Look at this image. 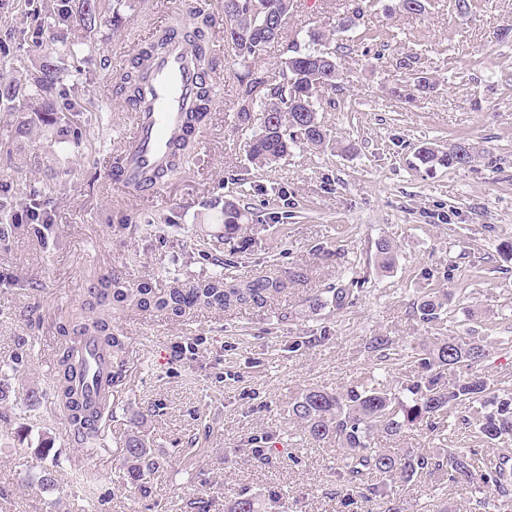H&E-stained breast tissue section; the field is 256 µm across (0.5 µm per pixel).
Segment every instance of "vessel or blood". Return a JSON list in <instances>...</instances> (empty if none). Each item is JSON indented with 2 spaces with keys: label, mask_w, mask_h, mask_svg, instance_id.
Masks as SVG:
<instances>
[{
  "label": "vessel or blood",
  "mask_w": 512,
  "mask_h": 512,
  "mask_svg": "<svg viewBox=\"0 0 512 512\" xmlns=\"http://www.w3.org/2000/svg\"><path fill=\"white\" fill-rule=\"evenodd\" d=\"M125 56H144L142 91L129 106L134 114L133 131L125 137L105 178L111 185L145 193L155 192L164 182L176 143L187 135L186 116L196 94L209 75L195 63L196 50L182 36L171 35L150 55L139 46L127 47ZM77 371L79 399L92 430H102L103 409L111 405L117 388L112 381V353L93 335H84L66 344Z\"/></svg>",
  "instance_id": "obj_1"
}]
</instances>
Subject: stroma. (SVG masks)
Instances as JSON below:
<instances>
[{"mask_svg": "<svg viewBox=\"0 0 512 512\" xmlns=\"http://www.w3.org/2000/svg\"><path fill=\"white\" fill-rule=\"evenodd\" d=\"M121 7L119 25L105 23L80 84L58 95L94 108L101 96L100 60L118 66L134 40L151 41L172 23L181 0ZM396 0H295L282 37L256 67L277 75L288 42L312 29L338 34L340 88L321 99L319 117L335 151L294 149L275 169L253 168L243 145L262 113L238 126V81L249 65L211 33V57L223 103L196 145L189 172L141 197L106 192L104 171L132 130L122 97L86 122L87 140L64 149L41 142L25 153L19 178L50 182L47 231L15 225L0 249V512H229L239 492L261 512H384L381 502L336 494L334 443L298 445L288 403L303 389H345L361 381H404L422 372L423 346L467 334L491 345L512 340V0H427L419 15L395 11ZM413 58V69L402 62ZM425 73L431 88L406 103L393 88ZM465 138L477 150L470 168H426L420 146L447 150ZM237 203L241 230L224 236V204ZM293 213L275 223L276 213ZM396 263L379 269L378 241ZM307 277L288 282L260 309H187L183 317L135 309L115 320L128 346L127 372L94 454L71 441L53 398L62 353V316L84 299L89 270L112 269L125 280L160 288L223 273L225 279ZM353 291L344 311L313 308L331 288ZM446 300L440 326L427 330L412 306L428 293ZM389 336L404 347L385 365L366 343ZM198 343L180 359V343ZM146 434L159 463L146 496L127 498L123 446ZM269 436L281 451L261 460L250 441ZM53 455H45V446ZM52 473L53 488L40 484ZM403 512H479V492L446 481L390 480Z\"/></svg>", "mask_w": 512, "mask_h": 512, "instance_id": "1", "label": "stroma"}]
</instances>
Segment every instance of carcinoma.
I'll return each instance as SVG.
<instances>
[{"instance_id":"obj_1","label":"carcinoma","mask_w":512,"mask_h":512,"mask_svg":"<svg viewBox=\"0 0 512 512\" xmlns=\"http://www.w3.org/2000/svg\"><path fill=\"white\" fill-rule=\"evenodd\" d=\"M132 0H24L25 14L44 28H57L64 37L52 52L39 51L31 61L32 72L9 78L0 77V158L12 162L21 154L22 137L38 126L55 143H80L81 125L74 121L80 111L67 107L54 96V90L65 79L61 61L81 50L93 48L94 30L105 18V12ZM294 0H231L223 5L224 44L243 60L262 55L267 39H247L254 29L268 22L288 23ZM330 41L324 31L312 30L304 44L293 42L288 56L281 62L279 79H271L261 70L248 71L240 79L236 93L235 118L238 125L251 123L254 107L262 108V123L244 145L248 161L257 168H270L284 159L298 144L326 148L333 144L328 129L318 118L317 103L327 91H336L338 63L322 59L321 49ZM126 99L141 91L136 64L116 76ZM214 86L201 87L198 104L187 117L194 128L208 115V104ZM194 148L193 140L183 139L173 153L168 177L183 170V164ZM424 164L448 169L472 166L476 154L465 138L440 152L431 147L418 151ZM12 196L0 200V236L13 227L15 204L37 210L50 199L53 186L35 189L16 181L10 185ZM242 211L235 204L224 205V234H234L242 224ZM282 279L258 276L251 280L227 283L221 275L201 282L161 290L150 281L130 283L108 269H98L89 280L87 297L72 318L61 323L59 332L66 338L94 333L112 346V358L119 374L126 372L127 344L115 327L114 319L125 308L160 313L177 318L196 305L226 309L233 306L262 308L274 295L284 290ZM444 312L437 297L429 295L417 302L414 313L427 329L440 323ZM367 349L381 359L396 355V342L389 336H373ZM489 357L488 345L470 336H450L424 351L420 358L427 373L406 382L392 384L377 381L360 384L343 391L319 387L303 390L288 405V414L301 423L305 440L311 443H336V482L339 490L361 489L365 498L385 501V512H398L389 499L383 479L394 475L405 482L440 475L451 485L467 489L482 488L480 506L490 509L495 502L512 498V448L499 444L512 439V392L499 390L482 376L478 367ZM75 369L65 356H60L54 372L55 403L68 428L78 429L77 440L83 448H96L99 435L84 431V416L74 386ZM465 406L467 424L475 425L478 437L493 457L484 458L482 451L467 452L452 448L442 451L410 452L377 445L375 435L391 438L404 430L430 420L450 406ZM145 435L132 433L124 444V462L132 489L139 494L149 492L148 477L155 463L147 452ZM376 475L379 481L365 483V477Z\"/></svg>"}]
</instances>
